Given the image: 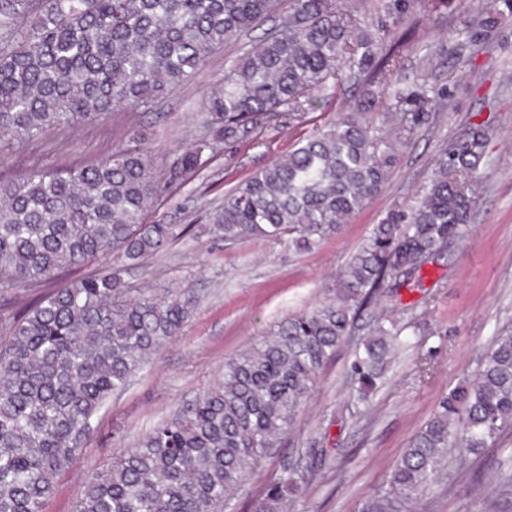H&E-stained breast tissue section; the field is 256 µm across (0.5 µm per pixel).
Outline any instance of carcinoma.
<instances>
[{"label":"carcinoma","mask_w":512,"mask_h":512,"mask_svg":"<svg viewBox=\"0 0 512 512\" xmlns=\"http://www.w3.org/2000/svg\"><path fill=\"white\" fill-rule=\"evenodd\" d=\"M416 0H388L372 21L353 0H0V149L115 112H144L224 44L272 15L205 93L210 121L193 147L158 167L131 125L104 158L0 178V289L27 297L0 319V512H41L56 476L79 459L91 420L190 318L187 297L119 300L123 273L191 231L159 207L206 163L249 140L258 121H299L316 92L353 89L345 112L205 211L211 237L284 240L310 250L378 196L401 148L447 87L400 82L391 28L415 29ZM492 134L468 124L437 156L421 195L389 211L339 275L336 299L290 316L224 361L223 378L95 475L73 512H224V502L294 424L344 344L357 349V400L402 342L383 321L365 338L359 312L423 287L425 264L469 232L475 174ZM512 422V331L476 378L444 395L362 512H402L436 482L450 448L478 457ZM324 449L288 465L251 512H279L314 475Z\"/></svg>","instance_id":"obj_1"}]
</instances>
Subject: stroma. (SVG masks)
Listing matches in <instances>:
<instances>
[{
	"instance_id": "stroma-1",
	"label": "stroma",
	"mask_w": 512,
	"mask_h": 512,
	"mask_svg": "<svg viewBox=\"0 0 512 512\" xmlns=\"http://www.w3.org/2000/svg\"><path fill=\"white\" fill-rule=\"evenodd\" d=\"M492 2L470 0L465 9L461 0H419L416 12L424 21L401 44V76L413 80L422 59L432 58L430 82L448 86L453 98L437 106L431 123L404 149L387 189L336 236L301 253L270 238L214 243L186 236L126 275L129 296H189L195 309L151 364L107 400L92 421L82 455L58 475L42 512H72L89 480L110 467L117 452L133 447L138 437L215 384L225 358L288 315L334 298L341 268L389 209L418 197L442 143L467 123L487 120L494 135L479 166L471 232L450 256L423 268L422 287L401 289L398 317L408 345L397 353L370 405L351 397L353 353L343 346L291 431L224 512H250L272 477L313 446L324 449L325 461L282 512H361L385 489L396 461L442 396L473 380L494 336L512 330V83L503 82L512 74V25L478 39L471 29L478 15L492 12ZM241 47L238 41L225 45L177 92L141 114L145 148L162 158L194 144L206 118L202 98ZM460 53L472 56L477 80L453 68L451 59ZM342 104L330 84L304 123L288 129L275 120L261 122L253 141L218 153L164 202L161 215L172 224L197 223L240 179L287 152ZM128 123L127 114L118 112L85 125L66 146L54 132L14 145L0 163V175L106 156L125 140ZM424 361L431 367L426 375L419 371ZM458 455V449L449 450L439 481L406 512H479L496 474L512 467V427L468 467L458 468Z\"/></svg>"
}]
</instances>
